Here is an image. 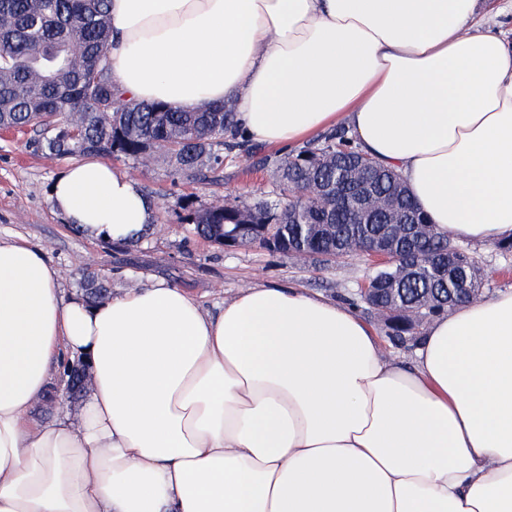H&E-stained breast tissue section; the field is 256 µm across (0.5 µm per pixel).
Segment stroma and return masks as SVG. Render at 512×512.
<instances>
[{
    "mask_svg": "<svg viewBox=\"0 0 512 512\" xmlns=\"http://www.w3.org/2000/svg\"><path fill=\"white\" fill-rule=\"evenodd\" d=\"M34 138L26 130L0 134V238L45 247L63 298L82 294L80 277L85 272L107 275L113 295L162 280L182 288L212 313L240 288L255 283L293 285L341 304L364 280L367 265L359 258L319 265L254 244L227 250L196 235L185 201L202 209L217 199H275L260 160L267 155L283 158L284 150L256 143L251 150L234 152L224 162L223 180L214 185L174 180L160 162L145 167L112 158L113 167L138 181L155 209V221L141 238L112 242L75 229L54 212L49 187L71 159L47 158ZM470 249L484 270V296L512 287V253L477 243Z\"/></svg>",
    "mask_w": 512,
    "mask_h": 512,
    "instance_id": "stroma-1",
    "label": "stroma"
}]
</instances>
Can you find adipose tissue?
I'll use <instances>...</instances> for the list:
<instances>
[{"mask_svg": "<svg viewBox=\"0 0 512 512\" xmlns=\"http://www.w3.org/2000/svg\"><path fill=\"white\" fill-rule=\"evenodd\" d=\"M480 0H110L120 92L225 103L289 147L346 123L438 232L512 239V40ZM80 230L137 239L139 184L96 154L52 182ZM43 247L0 240V512H512V290L429 321L411 363L296 287L220 312L158 281L63 300ZM81 357L77 421L37 418Z\"/></svg>", "mask_w": 512, "mask_h": 512, "instance_id": "1", "label": "adipose tissue"}]
</instances>
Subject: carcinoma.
Returning a JSON list of instances; mask_svg holds the SVG:
<instances>
[{
	"label": "carcinoma",
	"instance_id": "obj_1",
	"mask_svg": "<svg viewBox=\"0 0 512 512\" xmlns=\"http://www.w3.org/2000/svg\"><path fill=\"white\" fill-rule=\"evenodd\" d=\"M112 37L108 0H0V126L31 129L49 157L143 155L163 161L192 181L217 182L226 154L248 148L237 137L235 112L205 104L179 112L161 102L117 96L107 51ZM278 200H242L190 214L202 239L225 248L244 238L271 251L319 263L344 252L363 258L382 236L388 215L357 200L356 178L371 195L389 198L406 224L394 237L387 264L368 267L370 302L351 304L388 312L386 332L397 346L416 342L431 319L481 294L483 272L464 245L439 233L414 202L400 175L359 149L345 129L289 153L272 170ZM313 186L330 198L307 197ZM90 299L107 292L99 274L84 273Z\"/></svg>",
	"mask_w": 512,
	"mask_h": 512
}]
</instances>
